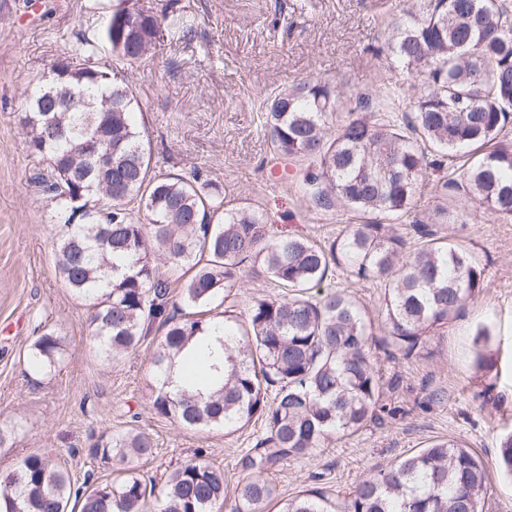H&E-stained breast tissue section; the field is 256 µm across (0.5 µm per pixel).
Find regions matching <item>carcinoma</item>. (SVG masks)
<instances>
[{
    "label": "carcinoma",
    "instance_id": "cac0c4a2",
    "mask_svg": "<svg viewBox=\"0 0 512 512\" xmlns=\"http://www.w3.org/2000/svg\"><path fill=\"white\" fill-rule=\"evenodd\" d=\"M402 21L391 44L395 62L421 83L415 121L403 127L373 112L348 113L325 138L337 107L327 81L300 83L270 98L266 125L275 151L316 160L305 175L314 200L337 201L365 213L396 217L411 208L427 174V143L443 159L475 145L480 154L461 165L443 188L512 215V147L498 138L512 122V10L505 0H422ZM167 15L119 6L105 19L97 42L66 51L53 67V96L27 103L20 123L37 160L32 180L58 207L55 268L66 286L91 302L96 358L110 363L136 349L157 326L164 330L152 360L150 407L159 416L196 429L245 425L254 417L267 436L242 461L248 474L228 495L224 471L195 462L171 471L161 492L132 467L119 480L71 481L47 453H32L0 482V512H268L276 487L267 471L303 457L336 434L351 435L371 421L405 409L388 402L395 390L371 355L383 346L404 358L423 348L429 333L460 313L480 286L483 269L469 251L418 228L426 243L413 250L392 224H351L328 245L288 234L275 236L263 215L247 207L213 223V193L173 176L151 174L150 158L133 121V90L112 82L98 58L106 48L130 63L143 59ZM84 94L89 112H66L57 100ZM108 154L112 166H94ZM83 195V202L74 198ZM140 200L145 221L127 208ZM192 274L169 312L168 283L158 264ZM284 293L257 299L244 327L212 314L245 265ZM357 281L385 282L379 329L342 290L322 292L336 270ZM224 322V364L212 366L219 387L169 390L175 359L192 340ZM488 327L475 333V365L491 372ZM63 352L51 330L34 338L30 368L49 374ZM275 389L268 399L269 389ZM155 442L127 431L91 449L92 459L133 463L153 456ZM499 470L512 478V432L499 442ZM487 493L484 462L449 439L375 470L338 503L321 490L281 500L280 512H481Z\"/></svg>",
    "mask_w": 512,
    "mask_h": 512
}]
</instances>
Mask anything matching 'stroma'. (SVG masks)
<instances>
[{
	"label": "stroma",
	"mask_w": 512,
	"mask_h": 512,
	"mask_svg": "<svg viewBox=\"0 0 512 512\" xmlns=\"http://www.w3.org/2000/svg\"><path fill=\"white\" fill-rule=\"evenodd\" d=\"M118 0H39L33 23L17 22L24 0H0V427L14 444L0 448V476L31 453L52 450L75 482L112 479L117 463L92 460L100 438L129 429L155 441L153 459L138 471L163 484L169 471L194 460L223 469L228 488L245 472L241 460L266 435L262 420L225 432L197 431L156 416L149 407V374L159 340L151 334L133 353L106 364L94 360L90 303L72 294L53 261L58 209L30 183L33 159L19 119L25 97L43 82L58 55L94 39ZM168 14L150 52L128 64L110 52L102 59L116 83L132 87L134 122L144 133L153 171L218 185L223 212L249 207L269 224L327 244L350 224L394 222L382 213L344 206L323 208L309 197L304 176L311 160L279 157L265 127L268 99L309 80L337 85L341 123L358 96L370 97L386 119L404 123L418 95L385 54L396 21L418 11L420 0H129ZM447 170L430 171L408 214L395 222L410 246L415 224L429 222L438 237L471 251L485 269L482 288L457 318L438 327L421 353L389 359L372 354L384 377L397 382L392 404L405 417L368 423L335 436L311 455L290 458L268 474L280 496L319 488L347 493L377 467L447 437L474 449L487 466L482 512H512V483L495 467L502 434L512 431V216L470 200L447 202ZM448 214L432 218L439 207ZM324 290H347L376 317L384 285L336 272ZM490 325L497 376L476 373L473 334ZM64 338L50 376L24 362L41 331Z\"/></svg>",
	"instance_id": "1"
}]
</instances>
